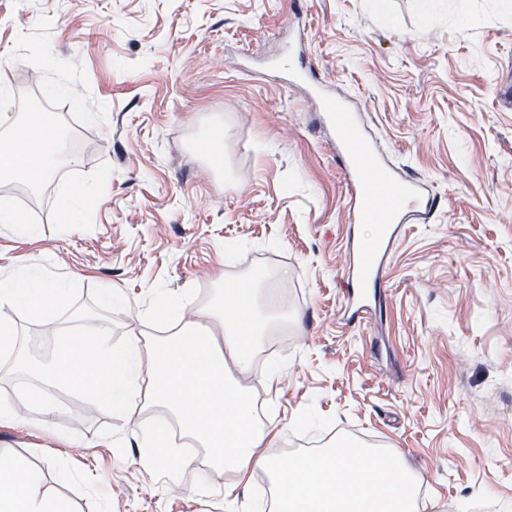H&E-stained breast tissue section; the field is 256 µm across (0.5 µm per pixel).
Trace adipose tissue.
Returning a JSON list of instances; mask_svg holds the SVG:
<instances>
[{
    "label": "adipose tissue",
    "mask_w": 512,
    "mask_h": 512,
    "mask_svg": "<svg viewBox=\"0 0 512 512\" xmlns=\"http://www.w3.org/2000/svg\"><path fill=\"white\" fill-rule=\"evenodd\" d=\"M77 165L58 135L20 144L15 135L0 137V181L37 185L49 180L56 164ZM257 288L242 279L224 291L220 309L202 307L186 317L180 299L161 296L156 314L167 323L166 336L134 338L119 349L92 323L68 337L51 359L32 372L39 381L36 398L43 418L54 412L58 386L88 384L95 399L113 410L133 413L143 350L151 352L150 396L167 408L191 436L211 448L216 460L236 471L262 470L277 490L274 512H419L412 474L399 453L384 457L368 448H326L290 467L261 455L270 434L247 419V397L224 373L225 363L248 371L271 321L256 307ZM69 290L44 277L33 264L0 276V308L35 314L63 307ZM224 320V340L215 344L206 330L214 314ZM0 512H69L67 504L48 496L38 476L23 462L0 459Z\"/></svg>",
    "instance_id": "obj_1"
}]
</instances>
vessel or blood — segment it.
Returning <instances> with one entry per match:
<instances>
[{
  "mask_svg": "<svg viewBox=\"0 0 512 512\" xmlns=\"http://www.w3.org/2000/svg\"><path fill=\"white\" fill-rule=\"evenodd\" d=\"M310 96L319 102L330 130L336 161L348 185L351 220L374 227V235L352 244L349 268L353 315L367 312L373 297L367 291L381 278L386 253L402 224L410 217H429L434 198L426 180L391 164L368 138L349 100L322 82L316 72L303 74Z\"/></svg>",
  "mask_w": 512,
  "mask_h": 512,
  "instance_id": "obj_1",
  "label": "vessel or blood"
}]
</instances>
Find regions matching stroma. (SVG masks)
I'll list each match as a JSON object with an SVG mask.
<instances>
[{
    "label": "stroma",
    "instance_id": "stroma-1",
    "mask_svg": "<svg viewBox=\"0 0 512 512\" xmlns=\"http://www.w3.org/2000/svg\"><path fill=\"white\" fill-rule=\"evenodd\" d=\"M0 0V67L12 110L53 107L78 166L0 200L38 228H0V273L33 263L70 290L43 317L6 310L29 358L93 319L114 346L154 336L159 291L189 310L254 279L281 322L233 380L262 398V451L289 464L329 440L397 450L424 512H512V0ZM362 109L387 158L429 181L437 208L406 223L384 289L347 323V187L331 136L279 68L283 43ZM69 88L52 98L50 86ZM224 130L214 165L199 143ZM96 187L82 223L57 202ZM287 278H278L280 270ZM109 288L125 303L108 307ZM32 381L0 360V457L33 469L71 512H226L224 491L259 512L264 471L219 463L180 473L143 456L166 421L141 385L135 415L65 383L48 425Z\"/></svg>",
    "mask_w": 512,
    "mask_h": 512
}]
</instances>
